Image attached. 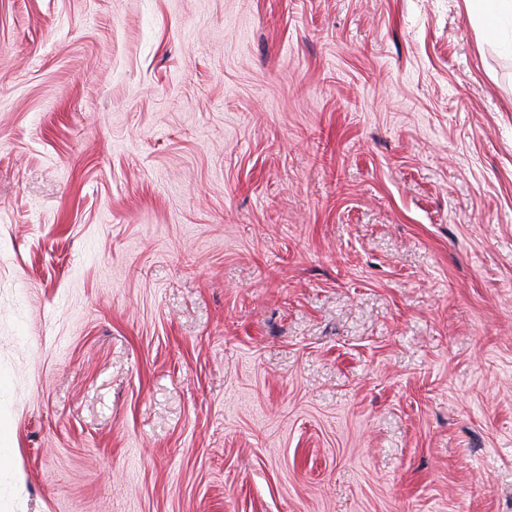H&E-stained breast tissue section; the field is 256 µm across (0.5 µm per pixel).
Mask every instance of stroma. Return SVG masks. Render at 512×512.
Segmentation results:
<instances>
[{"instance_id": "1", "label": "stroma", "mask_w": 512, "mask_h": 512, "mask_svg": "<svg viewBox=\"0 0 512 512\" xmlns=\"http://www.w3.org/2000/svg\"><path fill=\"white\" fill-rule=\"evenodd\" d=\"M0 450V512H512V51L0 0Z\"/></svg>"}]
</instances>
